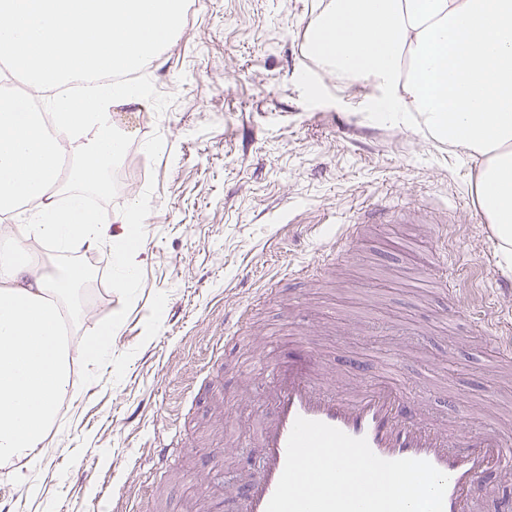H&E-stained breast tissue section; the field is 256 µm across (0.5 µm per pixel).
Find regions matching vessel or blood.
<instances>
[{
  "label": "vessel or blood",
  "mask_w": 512,
  "mask_h": 512,
  "mask_svg": "<svg viewBox=\"0 0 512 512\" xmlns=\"http://www.w3.org/2000/svg\"><path fill=\"white\" fill-rule=\"evenodd\" d=\"M360 224H398L394 210L368 207ZM313 348L272 368L273 390L267 417L259 427L260 475L243 485L233 512H266L286 461L287 441L297 418L324 422L354 438L366 439L386 460L419 459L449 477L444 512H512V499L487 509L482 476L512 480V439L493 427L449 430L431 423L423 401L410 399L396 381L363 382L346 390L319 384Z\"/></svg>",
  "instance_id": "1"
}]
</instances>
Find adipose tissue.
Segmentation results:
<instances>
[{"label":"adipose tissue","mask_w":512,"mask_h":512,"mask_svg":"<svg viewBox=\"0 0 512 512\" xmlns=\"http://www.w3.org/2000/svg\"><path fill=\"white\" fill-rule=\"evenodd\" d=\"M184 0H0V51L32 91L83 80L53 101L56 137L44 115L0 97V214L37 200L0 250V468H38L60 406L77 395L75 355L110 356L111 325L70 335L81 310L78 272L31 261L34 238L64 251L112 244L121 276L136 280L139 251L115 238L79 194L59 206V164L80 152L75 183L97 188L126 143L111 110L140 102L138 89L101 90L87 74L139 69L183 26ZM310 54L341 77L365 76L381 94L376 116L416 123L477 160L474 188L498 250L512 264V0H328L310 25Z\"/></svg>","instance_id":"adipose-tissue-1"}]
</instances>
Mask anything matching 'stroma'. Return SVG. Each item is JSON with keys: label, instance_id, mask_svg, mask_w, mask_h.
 <instances>
[{"label": "stroma", "instance_id": "obj_1", "mask_svg": "<svg viewBox=\"0 0 512 512\" xmlns=\"http://www.w3.org/2000/svg\"><path fill=\"white\" fill-rule=\"evenodd\" d=\"M186 2L180 35L144 66L146 105L112 114L127 144L105 174L110 190L95 195L113 234L131 197L147 202L137 282L121 288L103 253L79 290L94 317L78 333L120 322L112 361L75 364L83 395L62 406L31 482L0 475L10 512H100L119 488L136 512H217L241 461L260 458L271 386L260 357H292L307 341L327 383L346 387L353 362L377 379L400 349V380L430 396L438 417L512 431V361L495 362L499 329L512 327L499 281L512 269L476 202V161L379 120L372 83L310 57L307 27L327 0ZM374 204L439 209L448 222L373 224L342 240ZM331 244L337 264L297 276ZM443 249L455 291H418ZM255 296L237 340L212 353L228 315ZM174 437L185 452L140 485L156 446Z\"/></svg>", "mask_w": 512, "mask_h": 512}]
</instances>
